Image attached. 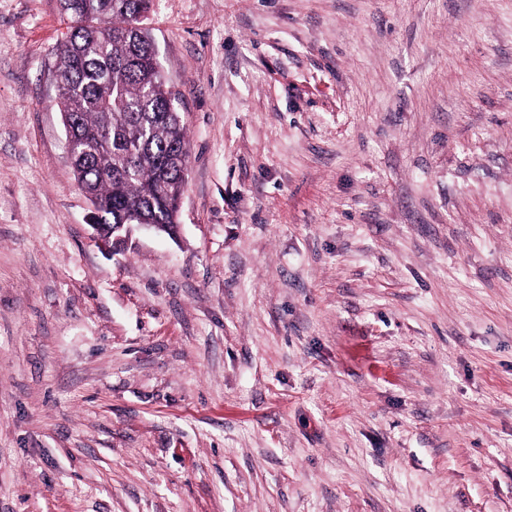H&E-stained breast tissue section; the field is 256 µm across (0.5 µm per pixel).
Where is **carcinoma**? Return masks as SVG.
<instances>
[{"instance_id":"cac0c4a2","label":"carcinoma","mask_w":512,"mask_h":512,"mask_svg":"<svg viewBox=\"0 0 512 512\" xmlns=\"http://www.w3.org/2000/svg\"><path fill=\"white\" fill-rule=\"evenodd\" d=\"M70 27L56 51L57 105L81 188L102 223H177L189 134L144 21L151 0H59Z\"/></svg>"}]
</instances>
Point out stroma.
Returning <instances> with one entry per match:
<instances>
[{
	"label": "stroma",
	"mask_w": 512,
	"mask_h": 512,
	"mask_svg": "<svg viewBox=\"0 0 512 512\" xmlns=\"http://www.w3.org/2000/svg\"><path fill=\"white\" fill-rule=\"evenodd\" d=\"M57 0H0V512H512V0H152L179 240L105 250Z\"/></svg>",
	"instance_id": "obj_1"
}]
</instances>
